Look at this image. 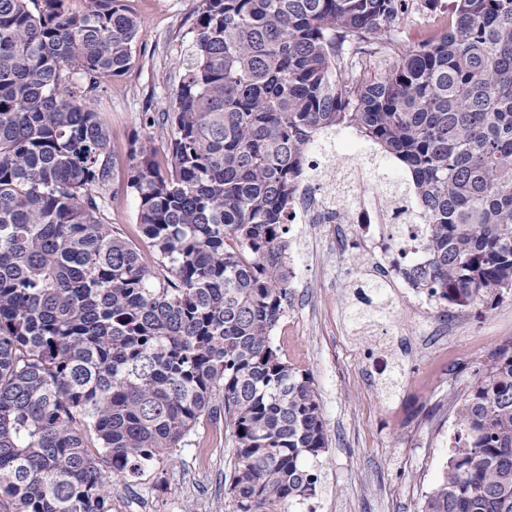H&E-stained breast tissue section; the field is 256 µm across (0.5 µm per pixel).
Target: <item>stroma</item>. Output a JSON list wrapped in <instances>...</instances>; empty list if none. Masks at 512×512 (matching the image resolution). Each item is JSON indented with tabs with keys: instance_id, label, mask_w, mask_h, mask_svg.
Wrapping results in <instances>:
<instances>
[{
	"instance_id": "35a3bbf8",
	"label": "stroma",
	"mask_w": 512,
	"mask_h": 512,
	"mask_svg": "<svg viewBox=\"0 0 512 512\" xmlns=\"http://www.w3.org/2000/svg\"><path fill=\"white\" fill-rule=\"evenodd\" d=\"M123 3L141 20L135 64L93 104L109 126L121 178L133 140L152 136L156 160L167 161L166 135L148 134L143 117L170 109L176 63L194 40L199 10V0ZM344 230L294 222L287 234L294 278L272 345L310 373L328 440L317 493L296 512H422L472 371L512 344V300L426 311L394 283L387 309L365 314L359 288L377 266L360 249H337ZM381 343L393 360L383 373L367 360ZM232 454L229 431L205 424L157 468L114 481L112 512H224Z\"/></svg>"
}]
</instances>
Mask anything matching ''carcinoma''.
<instances>
[{
  "label": "carcinoma",
  "instance_id": "1",
  "mask_svg": "<svg viewBox=\"0 0 512 512\" xmlns=\"http://www.w3.org/2000/svg\"><path fill=\"white\" fill-rule=\"evenodd\" d=\"M0 0V507L112 512L133 478L224 421L230 512L317 492L327 438L310 374L271 335L288 224L317 136L355 129L404 165L425 224L405 278L465 309L512 298V0H452L448 28L386 71L406 0H200L160 125L115 181L87 100L136 60L120 0ZM137 200L144 252L112 230ZM422 512H512V345L472 373Z\"/></svg>",
  "mask_w": 512,
  "mask_h": 512
}]
</instances>
